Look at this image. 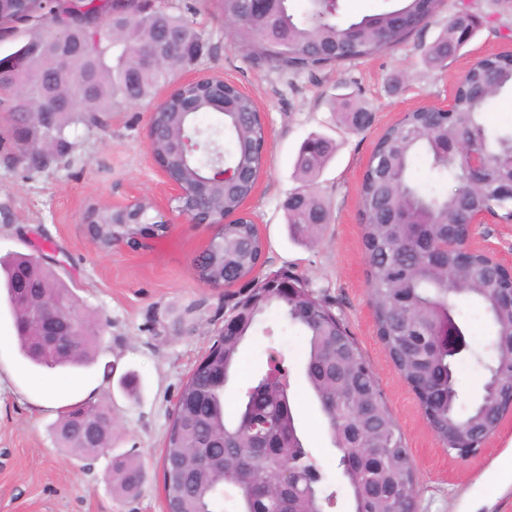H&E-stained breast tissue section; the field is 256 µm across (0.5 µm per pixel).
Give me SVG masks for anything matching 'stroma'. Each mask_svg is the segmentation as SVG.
Instances as JSON below:
<instances>
[{
    "label": "stroma",
    "mask_w": 512,
    "mask_h": 512,
    "mask_svg": "<svg viewBox=\"0 0 512 512\" xmlns=\"http://www.w3.org/2000/svg\"><path fill=\"white\" fill-rule=\"evenodd\" d=\"M189 1L204 54L158 93L209 72L255 99L268 132L267 163L247 209L265 240L263 272L292 270L341 311L403 433L416 475L415 512H512V478L499 473L500 461L512 457V413L483 452L466 460L449 455L377 335L358 213L362 175L384 130L405 112L448 101L477 59L512 52V0H444L437 15L394 51L315 73L284 72L249 58L234 46L233 27L216 0H165L175 12ZM462 10L480 20L473 38L445 67L429 66L425 49ZM339 94L372 110L367 130L352 132L333 111ZM153 106L146 100L114 110L101 129L69 127L75 148L68 167L31 178L0 167V205L12 214L11 223H0V256L44 249L74 293L79 316L94 322L101 335L87 368L34 367L19 352L0 297V512H164V435L182 383L224 327L227 291L200 284L191 266L208 230L170 221L146 139ZM313 133L334 146L316 179L332 222L315 243L304 244L290 237L284 205L300 186L295 155ZM136 195L158 198L153 217L169 222L167 233L137 252H100L87 230L88 209ZM189 308L193 322L173 331L172 320ZM293 394L306 444L328 482L339 487L333 512H350L338 452L314 397L300 382ZM85 402L111 407L112 447L89 459L65 456L53 428L63 410ZM127 454L145 478L135 495L120 498L112 492L109 464Z\"/></svg>",
    "instance_id": "obj_1"
}]
</instances>
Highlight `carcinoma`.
Wrapping results in <instances>:
<instances>
[{
	"label": "carcinoma",
	"instance_id": "obj_1",
	"mask_svg": "<svg viewBox=\"0 0 512 512\" xmlns=\"http://www.w3.org/2000/svg\"><path fill=\"white\" fill-rule=\"evenodd\" d=\"M150 10L135 0H13L0 12V42H12V51L0 54V105L8 113L0 129V165L29 175L60 168L69 163L73 144L68 128L81 124L88 129L104 126L112 109L151 99L174 71L197 59L203 43L189 23L185 5L176 14L153 0ZM224 19L234 25L238 47L249 57L273 63L284 70L317 71L347 61L381 55L404 43L423 28L439 10L442 0H393L386 9L347 21L341 20L340 0H308L302 13L293 0H281L273 11L253 8L251 0H219ZM466 15L457 13L438 39L425 52L426 62L441 67L466 45L460 31ZM172 48L157 60L154 51L162 43ZM66 55L64 68L55 60ZM22 57L26 70L11 68ZM41 71L44 79L31 83L27 72ZM474 86L488 90L475 95ZM512 89V52L481 60L465 77L456 95L451 115L417 108L389 126L376 142L363 174L359 193L361 238L367 263L370 303L378 335L398 374L405 381L428 382L436 372H446L440 385L431 386L432 430L439 440L457 452L475 443V433L484 431L498 412L512 403V309L501 305L500 293L509 287L481 250L471 254L464 270L455 266L456 254L448 251V266L433 264L426 252L408 238L402 225L393 223L408 215L422 225L433 241L453 232L466 239L472 229L459 223L465 210H486L502 218L512 216V202L499 195L500 183L512 177V136L489 134L486 114L492 101ZM199 100L195 111L185 115L173 98L157 113V134L152 143L158 153L168 151L172 138L188 130L195 134L200 150L188 158L183 173L188 178L204 176L217 167L240 172L227 179L199 204L202 210L224 209L230 215L241 210L251 194L253 179L266 165L263 153L265 123L254 100L240 93L234 83L224 84L227 109L217 122L200 126L198 115L211 112L198 85L180 90L179 97ZM51 107V114L36 112L34 103ZM347 126L361 132L359 120L371 113L350 98L337 106ZM463 141L488 158L492 178L481 186L470 183L461 158L436 149L443 141ZM331 142L322 135L305 140L294 167L305 180L285 203L292 236L310 242L331 213L313 187V179L330 158ZM425 156L429 167L446 179L447 193L425 191L412 177L413 161ZM147 228L122 223V216L108 208L98 213L94 241L100 248L112 239L131 238ZM265 252V241L248 216L224 225L210 250L194 257L198 280L232 284L243 281L252 289L262 287L254 276ZM3 288L18 335L21 355L32 365L48 369L81 368L93 360L98 332L79 318L78 336L71 344L51 350L41 347L38 337L25 331L35 307L76 308V298L55 275L39 253L15 255L0 260ZM24 277L33 292L29 304L16 301V282ZM299 295L268 297L254 312L240 319L237 334L219 336L209 347V357L224 362V381L196 371L183 383L180 394L190 390L209 400L197 410L179 408L162 448L163 484L169 512H223L224 498L232 497L237 512H330L338 491L326 478L296 423L291 386L299 375L315 397L326 422L331 443L339 452L338 468L349 456L362 459L359 473L344 476L353 512H392L396 505L410 506L413 496V466L399 426L387 408L382 390L365 361L343 318L315 293L304 279L298 280ZM466 299L487 319L492 339L490 355L478 359L485 371L482 394L471 409L459 411L460 391L456 366L461 351L452 353L429 335L437 323L451 322L470 349L466 334L455 319V300ZM276 308L284 320L305 339L299 372L275 346L273 329L263 330L268 340L267 357L275 356L277 373L260 371L240 382L239 364L244 342L256 330L259 318ZM239 382L234 408L226 405L227 387ZM255 388L268 398L259 410L251 401ZM100 409L98 425L90 431L81 420L64 415L55 426L60 448L73 457L97 454L112 445V416ZM255 422L267 425L270 446L256 450ZM196 448H206L220 457L215 466L199 463ZM287 466L288 487L275 493L281 466ZM113 490L131 495L141 486L144 473L132 457L112 458Z\"/></svg>",
	"mask_w": 512,
	"mask_h": 512
}]
</instances>
